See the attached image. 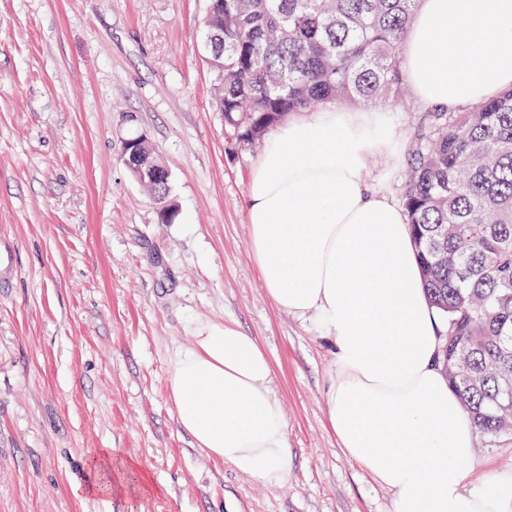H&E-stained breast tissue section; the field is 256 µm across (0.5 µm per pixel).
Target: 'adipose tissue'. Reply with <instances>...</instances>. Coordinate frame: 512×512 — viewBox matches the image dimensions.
Instances as JSON below:
<instances>
[{"instance_id":"1","label":"adipose tissue","mask_w":512,"mask_h":512,"mask_svg":"<svg viewBox=\"0 0 512 512\" xmlns=\"http://www.w3.org/2000/svg\"><path fill=\"white\" fill-rule=\"evenodd\" d=\"M414 95L474 105L512 89V0H419L400 47ZM370 120L327 106L272 132L247 224L272 301L314 316L334 349L330 427L393 493L391 512H512V474L471 482L476 428L449 391L444 321L404 212L369 182ZM255 336L210 323L170 358L166 389L195 448L263 484L287 481L288 425Z\"/></svg>"}]
</instances>
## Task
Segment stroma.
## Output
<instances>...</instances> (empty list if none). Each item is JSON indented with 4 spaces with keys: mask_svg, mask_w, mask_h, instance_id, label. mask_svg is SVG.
<instances>
[{
    "mask_svg": "<svg viewBox=\"0 0 512 512\" xmlns=\"http://www.w3.org/2000/svg\"><path fill=\"white\" fill-rule=\"evenodd\" d=\"M208 0H0V512H391L326 415L332 345L268 296L250 245L258 150L234 143L197 46ZM368 173L393 201L424 112L378 106ZM146 136L175 215L121 160ZM256 336L288 424L287 482L193 448L170 357L207 323ZM144 486L85 492L88 462ZM473 479L512 470V436L479 435Z\"/></svg>",
    "mask_w": 512,
    "mask_h": 512,
    "instance_id": "35a3bbf8",
    "label": "stroma"
}]
</instances>
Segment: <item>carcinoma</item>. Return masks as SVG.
<instances>
[{
    "mask_svg": "<svg viewBox=\"0 0 512 512\" xmlns=\"http://www.w3.org/2000/svg\"><path fill=\"white\" fill-rule=\"evenodd\" d=\"M418 0H216L205 26L214 107L240 146L288 114L403 103L398 50ZM401 199L429 301L447 324L440 364L477 430L512 434V90L430 106Z\"/></svg>",
    "mask_w": 512,
    "mask_h": 512,
    "instance_id": "cac0c4a2",
    "label": "carcinoma"
}]
</instances>
